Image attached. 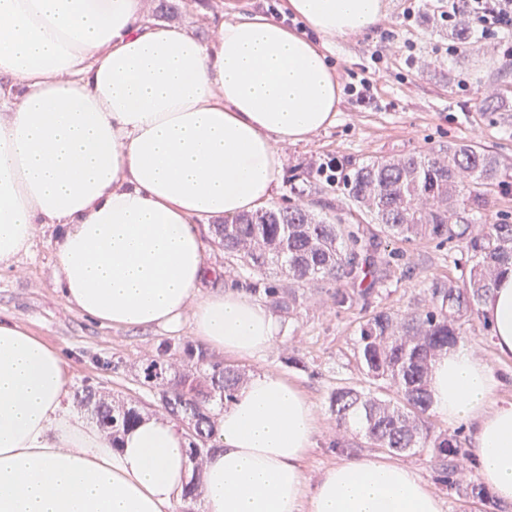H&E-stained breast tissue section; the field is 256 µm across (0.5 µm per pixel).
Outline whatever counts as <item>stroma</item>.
<instances>
[{"instance_id": "35a3bbf8", "label": "stroma", "mask_w": 512, "mask_h": 512, "mask_svg": "<svg viewBox=\"0 0 512 512\" xmlns=\"http://www.w3.org/2000/svg\"><path fill=\"white\" fill-rule=\"evenodd\" d=\"M173 25L199 39L210 40L221 16L261 11L284 17V0H175ZM384 22L366 33L336 39L326 53L336 68L340 86L372 78L370 100L359 104L342 95L335 125L308 140L280 145L284 164L273 195L283 202L290 195L292 175L333 160L335 179H321L322 196L342 198L341 181L355 166L374 158L415 155L428 148L475 144L495 155L512 175V111L483 112L481 100L505 96L512 100V66L491 41L473 37L466 48H453L448 24L436 10L441 0H428L413 19L404 13L409 0H387ZM59 225H39L28 255L18 269H0V320L17 324L67 360L73 386L92 382L105 397L125 403L153 402L152 393L135 374L144 358L165 340H194L191 322L174 332L151 327L106 326L78 312L57 283L55 242ZM398 255L387 277L376 284L368 310L404 311L423 298L435 279L460 278L469 268L461 243L414 245L394 243ZM366 310L336 311L324 295L283 319V330L262 355L244 357L217 352V359L245 370L279 375L294 384L313 404L317 417L314 446L303 470L308 482L343 459L379 458L414 470L441 500L443 512H489L480 502L449 495L440 483L441 470L430 455L392 454L374 447L362 432L338 436L328 410V395L339 386L360 387L366 380L354 359L356 327ZM471 348L500 378L493 403H512V358L501 357L484 319H476ZM302 361L285 365L282 354Z\"/></svg>"}]
</instances>
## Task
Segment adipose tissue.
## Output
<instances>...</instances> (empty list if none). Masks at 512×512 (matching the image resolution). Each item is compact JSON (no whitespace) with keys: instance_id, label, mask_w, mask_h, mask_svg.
Wrapping results in <instances>:
<instances>
[{"instance_id":"ef3b65f1","label":"adipose tissue","mask_w":512,"mask_h":512,"mask_svg":"<svg viewBox=\"0 0 512 512\" xmlns=\"http://www.w3.org/2000/svg\"><path fill=\"white\" fill-rule=\"evenodd\" d=\"M303 30L262 13L221 20L211 41L144 19L141 0H0V268L59 224L66 301L109 326L177 329L253 357L281 325L241 291L202 294L199 220L269 201L280 144L335 124L341 102L328 40L379 25L386 0H286ZM512 358V270L481 305ZM468 345L434 360L432 408L465 425L479 474L512 504V403ZM61 353L0 322V512H188L193 464L183 430L142 419L120 448L69 405ZM202 512H442L413 470L360 459L308 483L315 410L260 373L217 414Z\"/></svg>"}]
</instances>
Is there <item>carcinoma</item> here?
<instances>
[{"label": "carcinoma", "mask_w": 512, "mask_h": 512, "mask_svg": "<svg viewBox=\"0 0 512 512\" xmlns=\"http://www.w3.org/2000/svg\"><path fill=\"white\" fill-rule=\"evenodd\" d=\"M452 15L449 34L463 48L471 37L465 0H454ZM318 175L312 170L306 187H290L297 197L293 202L210 225L229 265L241 269L235 286L287 316L318 290L336 311L352 310L368 306L373 285L386 277L390 260L381 251L382 240L463 243L471 262L468 277L434 281L421 306L403 313L381 309L359 323L355 360L367 382L386 383L393 397L344 386L330 392L328 407L338 430L351 431L357 414L375 447L393 454L428 453L446 473L449 493L491 504L481 485L452 479L463 450L456 436L436 429L430 418L429 376L434 359L467 336L484 297L512 269V224L470 219L487 209L492 191L506 187L507 171L474 145L376 158L343 180V199L324 204L329 214L322 218L308 203ZM138 380L170 419L193 422L190 455L204 458L219 447L216 406L231 402L245 373L216 360L202 345L163 341L142 363ZM74 404L90 414L114 448L143 418L136 405L101 400L88 382L77 387Z\"/></svg>", "instance_id": "carcinoma-1"}]
</instances>
